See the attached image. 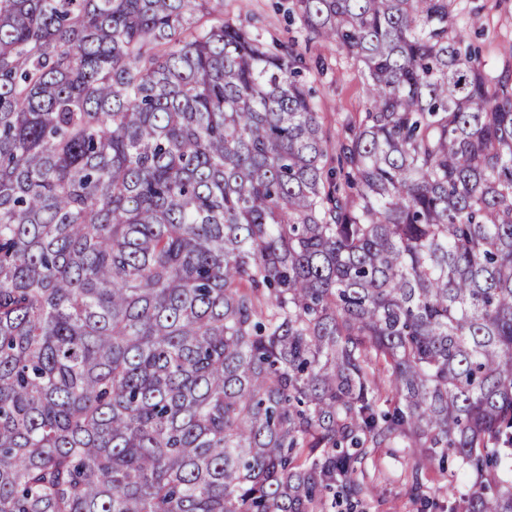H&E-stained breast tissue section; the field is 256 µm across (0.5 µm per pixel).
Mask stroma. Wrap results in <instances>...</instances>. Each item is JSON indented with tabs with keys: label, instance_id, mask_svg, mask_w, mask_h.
<instances>
[{
	"label": "stroma",
	"instance_id": "35a3bbf8",
	"mask_svg": "<svg viewBox=\"0 0 512 512\" xmlns=\"http://www.w3.org/2000/svg\"><path fill=\"white\" fill-rule=\"evenodd\" d=\"M467 5L481 10L482 34L476 43L482 62L490 68L511 62L512 0H468ZM224 18L244 25L267 46L296 45L310 65L308 81L325 129L335 130L338 119L366 111L367 80L360 67L334 46L307 42L293 0H224ZM410 465L409 451L400 445L376 450L368 475L377 492L365 512H419L408 491Z\"/></svg>",
	"mask_w": 512,
	"mask_h": 512
}]
</instances>
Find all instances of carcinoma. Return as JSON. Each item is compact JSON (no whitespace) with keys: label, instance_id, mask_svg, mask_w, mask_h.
<instances>
[{"label":"carcinoma","instance_id":"carcinoma-1","mask_svg":"<svg viewBox=\"0 0 512 512\" xmlns=\"http://www.w3.org/2000/svg\"><path fill=\"white\" fill-rule=\"evenodd\" d=\"M361 64L224 0H0V512H512V69L457 0H296ZM224 21L243 24L268 47L295 44L310 69L309 85L325 129L336 144V119L364 112L369 106L367 80L346 53L321 41L306 42V33L294 11L293 0H224ZM321 58L324 69L316 67ZM411 457L399 444L378 448L368 476L377 484L376 496L365 506L366 512H418L419 506L410 496L407 475ZM449 472H444L436 466L430 470L426 476V494L436 497L444 508L443 512H448V484L451 480Z\"/></svg>","mask_w":512,"mask_h":512}]
</instances>
